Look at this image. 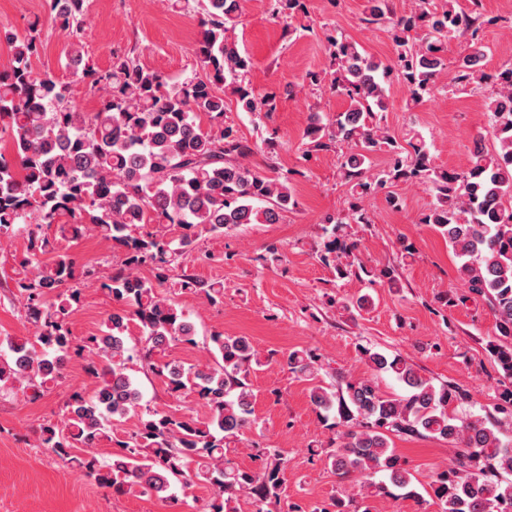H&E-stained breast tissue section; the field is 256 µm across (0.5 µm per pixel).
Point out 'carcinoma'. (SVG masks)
Returning a JSON list of instances; mask_svg holds the SVG:
<instances>
[{
  "label": "carcinoma",
  "mask_w": 512,
  "mask_h": 512,
  "mask_svg": "<svg viewBox=\"0 0 512 512\" xmlns=\"http://www.w3.org/2000/svg\"><path fill=\"white\" fill-rule=\"evenodd\" d=\"M173 9L199 14L195 54L204 78L168 83L160 73L127 55H114L112 66L89 64L74 75L91 90L104 92L101 108L80 112L69 105L70 84L50 73H37L41 30L32 24L23 34L6 31L12 48L0 72V141L8 140L14 160L0 156V238L25 235L26 252L14 279L17 304L34 326V336L7 339L9 354H0V392L21 384L37 397L61 376L71 354L84 355L96 378L91 394L71 392L62 423L38 429V446L67 460L118 493L131 489L161 500L173 489L196 482L210 486L208 512H238L244 496L264 503L280 499L287 460L276 448H259L262 467L246 471L229 455L230 444L254 424L255 394L251 375L261 365L246 336L214 333L204 343L207 358L185 366L175 359L153 360L175 342L196 344L187 315L159 291L170 272L187 265L202 233L222 234L243 224H277L296 206L289 173L268 176L248 159L257 145L224 125L225 98L232 96L246 112L276 111V99H260L246 86L251 67L236 36L241 0H169ZM88 0H50V19L64 35L67 55L81 65L78 35ZM306 13L305 0H274L272 16L286 23ZM362 21L385 22L394 45L384 62L368 55L342 33L327 35L332 69L307 78L325 85L348 102L344 112L322 121L310 116L304 131L306 152L341 153L339 179L348 187V213H327L322 230L330 235L319 259L336 277L365 275L372 283L397 286L392 266L369 268L346 226L368 224L364 200L387 185H429L435 201L421 223L448 239L460 260L458 271L467 293L483 300L494 319L487 351L509 380L484 416L471 411L467 392L435 386L400 354L388 355L361 346L372 376L340 379L335 386L318 381L322 370L312 351L288 353L286 365L296 378L311 381L310 401L337 430L325 460L342 478H355L359 490L336 495L329 506L312 512H370V497H417L416 477L393 448L392 437H432L448 442L454 454L434 473L430 497L437 512H512V63L493 72L474 66L485 57L482 32L494 23L482 0H415L407 14L393 12L388 0H370ZM463 37L468 52L455 63L453 83L487 92L485 109L496 140L489 151L478 138L469 163L460 169L435 165L425 143L404 147L383 124L391 79L408 91L407 106L417 107L437 89L447 69V38ZM387 155L377 179L368 176L372 158ZM56 226L62 240L93 231L124 252L101 288L120 304L105 329L76 342L70 316L78 308L75 261L55 251L46 229ZM342 250L341 261L336 250ZM54 253L44 262L41 256ZM142 267L155 281L138 275ZM183 293L211 305L223 302L224 286L186 272L176 282ZM139 329L141 360L175 399L195 395L205 417L177 407L140 410L142 393L128 373L134 359L131 326ZM387 374L406 387L400 397L384 395L375 381ZM136 430L112 439L111 426L129 417ZM103 440L121 448L111 461L98 452ZM384 475L386 480L378 479Z\"/></svg>",
  "instance_id": "cac0c4a2"
}]
</instances>
